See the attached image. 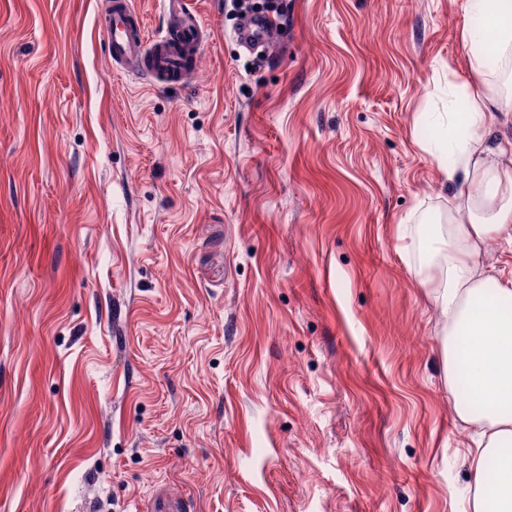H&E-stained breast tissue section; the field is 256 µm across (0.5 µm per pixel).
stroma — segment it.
<instances>
[{
  "label": "stroma",
  "instance_id": "1",
  "mask_svg": "<svg viewBox=\"0 0 512 512\" xmlns=\"http://www.w3.org/2000/svg\"><path fill=\"white\" fill-rule=\"evenodd\" d=\"M191 80L113 71L108 0H0V512H458L470 428L403 234L473 81L459 0H235ZM274 32L277 33V28L274 27L272 19L264 16H247L236 32V38L249 49L263 48L266 51L273 42L271 36Z\"/></svg>",
  "mask_w": 512,
  "mask_h": 512
}]
</instances>
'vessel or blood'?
<instances>
[{
    "mask_svg": "<svg viewBox=\"0 0 512 512\" xmlns=\"http://www.w3.org/2000/svg\"><path fill=\"white\" fill-rule=\"evenodd\" d=\"M159 5L166 28L152 40L146 37L130 0H112V11L102 20L104 43L113 66L149 84L186 73V61L200 58L209 41L190 0H159ZM274 31V23L267 17L248 16L236 38L249 49H266Z\"/></svg>",
    "mask_w": 512,
    "mask_h": 512,
    "instance_id": "obj_1",
    "label": "vessel or blood"
}]
</instances>
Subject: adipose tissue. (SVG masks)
<instances>
[{
	"label": "adipose tissue",
	"mask_w": 512,
	"mask_h": 512,
	"mask_svg": "<svg viewBox=\"0 0 512 512\" xmlns=\"http://www.w3.org/2000/svg\"><path fill=\"white\" fill-rule=\"evenodd\" d=\"M476 18L486 22L484 34L475 33ZM459 32L470 47L465 67L478 81L453 89L465 104V122L452 111L436 113L438 135L422 144L454 194L447 223L419 242L425 254L419 274L435 289L445 320L448 383L471 395L454 409L473 431L472 512H512V283L475 260L480 245L512 229V147L486 142L493 113L512 112V93L498 95L484 77L489 65L512 66V0H463ZM491 459L500 460L501 470L490 484Z\"/></svg>",
	"instance_id": "ef3b65f1"
}]
</instances>
